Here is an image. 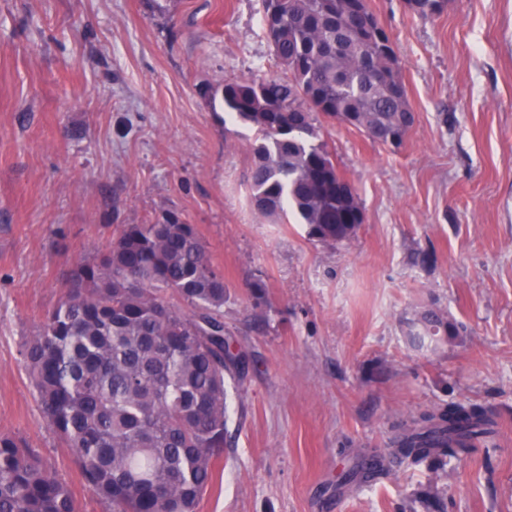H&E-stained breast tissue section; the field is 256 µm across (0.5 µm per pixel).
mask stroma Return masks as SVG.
<instances>
[{"mask_svg": "<svg viewBox=\"0 0 512 512\" xmlns=\"http://www.w3.org/2000/svg\"><path fill=\"white\" fill-rule=\"evenodd\" d=\"M367 4L415 123L394 150L321 118L364 214L326 245L251 206L257 138L225 119V80L280 71L263 0H0V435L77 512L111 507L44 418L22 345L77 263L168 211L223 273L246 355L198 512H512V0L429 20ZM426 311L454 330L419 349L406 323ZM451 402L490 409L493 442L439 474L408 464L393 439Z\"/></svg>", "mask_w": 512, "mask_h": 512, "instance_id": "1", "label": "stroma"}]
</instances>
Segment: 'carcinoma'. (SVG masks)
Masks as SVG:
<instances>
[{
  "instance_id": "1",
  "label": "carcinoma",
  "mask_w": 512,
  "mask_h": 512,
  "mask_svg": "<svg viewBox=\"0 0 512 512\" xmlns=\"http://www.w3.org/2000/svg\"><path fill=\"white\" fill-rule=\"evenodd\" d=\"M264 30L283 74L224 82L227 115L257 128L251 201L290 209L334 244L363 214L353 186L317 142L316 115L401 147L412 125L399 59L366 0H264ZM429 19L448 0H403ZM126 224L71 271L65 300L22 345L42 413L112 512H197L228 440L225 375L243 364L224 334V275L196 227ZM436 312L408 322L420 345L448 333ZM491 414L453 402L421 414L397 441L431 469L494 433ZM0 512H76L70 489L34 453L0 435Z\"/></svg>"
}]
</instances>
